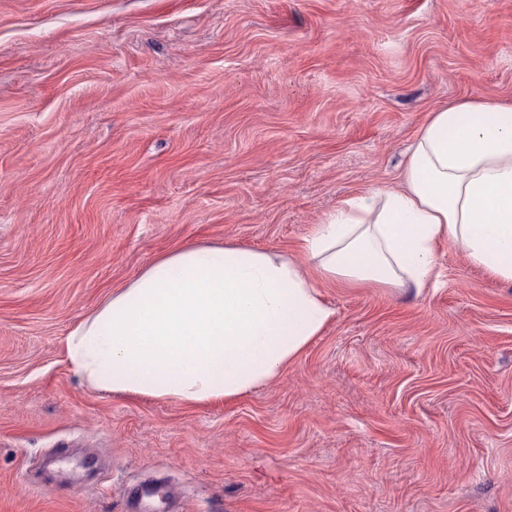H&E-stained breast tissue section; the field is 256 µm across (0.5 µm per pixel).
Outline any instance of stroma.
<instances>
[{
  "label": "stroma",
  "mask_w": 512,
  "mask_h": 512,
  "mask_svg": "<svg viewBox=\"0 0 512 512\" xmlns=\"http://www.w3.org/2000/svg\"><path fill=\"white\" fill-rule=\"evenodd\" d=\"M512 102V0H0V512H512V282L324 286L276 380L96 390L73 325L156 257L305 261L430 112Z\"/></svg>",
  "instance_id": "1"
}]
</instances>
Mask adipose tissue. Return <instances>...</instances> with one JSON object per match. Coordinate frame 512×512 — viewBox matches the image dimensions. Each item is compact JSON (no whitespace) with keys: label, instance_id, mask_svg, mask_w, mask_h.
<instances>
[{"label":"adipose tissue","instance_id":"obj_1","mask_svg":"<svg viewBox=\"0 0 512 512\" xmlns=\"http://www.w3.org/2000/svg\"><path fill=\"white\" fill-rule=\"evenodd\" d=\"M459 246L512 281V103L469 98L431 112L400 188L345 199L304 240L311 263L233 245L153 260L64 339L97 390L197 406L278 378L334 312L321 283H436L437 249Z\"/></svg>","mask_w":512,"mask_h":512}]
</instances>
